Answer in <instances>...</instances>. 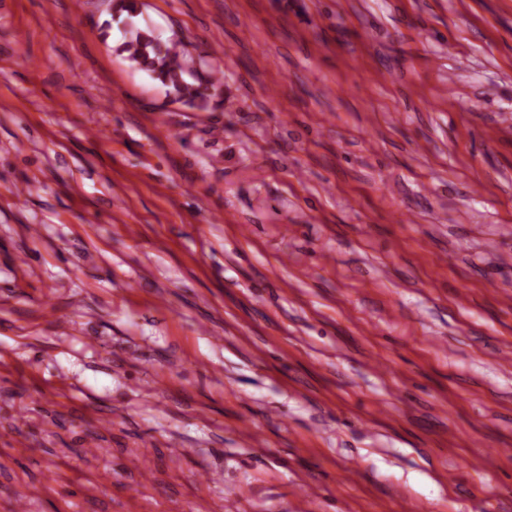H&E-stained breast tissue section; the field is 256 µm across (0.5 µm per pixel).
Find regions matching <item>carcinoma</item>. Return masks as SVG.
<instances>
[{
	"label": "carcinoma",
	"mask_w": 512,
	"mask_h": 512,
	"mask_svg": "<svg viewBox=\"0 0 512 512\" xmlns=\"http://www.w3.org/2000/svg\"><path fill=\"white\" fill-rule=\"evenodd\" d=\"M120 51L126 54L128 60L168 87V94L175 101L190 107H207L208 86L214 85L219 78L214 74L202 77L191 72L179 43L170 40L164 42L151 31L131 24Z\"/></svg>",
	"instance_id": "cac0c4a2"
}]
</instances>
